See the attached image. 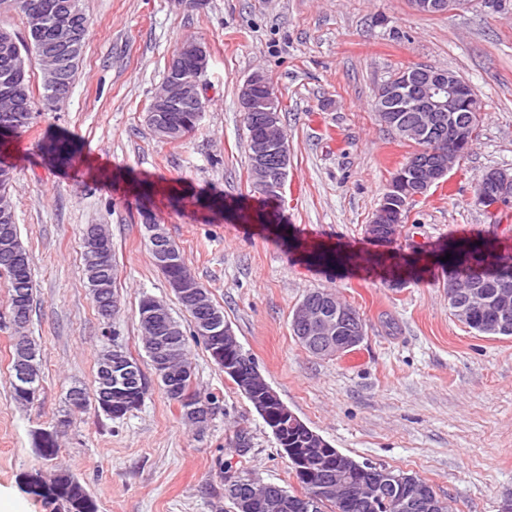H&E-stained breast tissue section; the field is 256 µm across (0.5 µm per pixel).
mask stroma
Returning a JSON list of instances; mask_svg holds the SVG:
<instances>
[{
  "label": "stroma",
  "mask_w": 512,
  "mask_h": 512,
  "mask_svg": "<svg viewBox=\"0 0 512 512\" xmlns=\"http://www.w3.org/2000/svg\"><path fill=\"white\" fill-rule=\"evenodd\" d=\"M86 48L68 98L41 109L22 135L0 143L16 163L10 193L29 253L34 302L28 326L40 350L34 405L11 394L13 337L0 274V503L53 512L24 493L30 470L66 466L99 512H233L223 468L263 483L299 485L262 417L202 343L155 265L142 223L148 210L210 291L243 350L281 401L354 460L415 474L450 512H501L512 498V337L479 336L451 315L447 279L390 281L363 265L309 264L323 248L372 257H429L476 237L512 253V211L487 220L476 184L489 169L512 175V0H473L422 14L409 0H81ZM189 38L209 54L206 110L190 136L155 138L146 109L169 59ZM433 67L467 81L482 106L479 137L444 184L408 206L393 243L368 240L387 185L410 153L378 119V89L402 68ZM260 72L282 105L291 164L281 202L250 187L249 142L238 103ZM73 140L68 163L49 137ZM243 204L224 217L202 198ZM284 215L298 245L275 241ZM107 225L121 308L103 325L84 278L83 234ZM313 289H330L365 321L356 351L317 358L297 341L291 316ZM166 303L188 333L194 385L213 401L204 431L151 384L138 409L110 419L95 403L66 414L70 388H92L100 353L120 346L149 361L139 332L142 296ZM56 462L41 458L38 431L60 419Z\"/></svg>",
  "instance_id": "35a3bbf8"
}]
</instances>
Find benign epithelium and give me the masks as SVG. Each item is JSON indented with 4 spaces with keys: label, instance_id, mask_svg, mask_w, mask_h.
I'll use <instances>...</instances> for the list:
<instances>
[{
    "label": "benign epithelium",
    "instance_id": "obj_1",
    "mask_svg": "<svg viewBox=\"0 0 512 512\" xmlns=\"http://www.w3.org/2000/svg\"><path fill=\"white\" fill-rule=\"evenodd\" d=\"M470 0H411V6L419 13L437 14L468 7ZM50 40L43 42L42 53L46 60H53L59 54L70 48L71 27L63 26L56 31L48 32ZM191 54L178 53L168 65L174 86L181 88V95L166 98L158 112L150 113L152 125L163 132H174L165 112L180 102L181 99L194 95V90L200 85L199 78L208 65V55L205 47L199 41L193 43ZM405 80L415 86L414 97L407 96L405 84L388 81L377 92L375 109L380 121L388 128H393L395 117L392 105L406 104L417 113V122L411 135H420L435 123L443 113H448V152L433 151L434 159L414 158L409 163L411 168H421V174L414 180H408L403 173H396L388 186V194L398 196L404 201H413L424 196L432 186L447 180L448 173L459 160V155L468 150L471 145L469 131L474 119L481 118V103L479 98L469 93L467 83L451 72H429L421 68L411 67L406 70ZM239 105L241 111L253 113V135L251 165L265 175L258 194H264L272 188L285 191L286 167L288 151L286 142L281 135L280 101L272 86L266 82L263 75H252L240 88ZM143 223L154 243L156 264L165 268L177 263L178 254L168 243L161 225L157 224L149 212L144 213ZM86 243L95 257H100L109 247V239L101 236L97 230H90L85 235ZM174 291L183 299L185 304L196 309L201 305L203 290L185 279L173 285ZM316 320L319 324L317 336H300L299 343L309 348L317 356L331 358L358 346L362 340L363 327L357 322L350 307L341 300L327 296L317 302L306 299L297 309L296 320L307 323ZM200 334L209 337L217 335L218 342L212 350L215 364L224 370V374L233 379L240 390L261 414L266 424L274 434H282V429L293 426L303 427L301 421L279 399L271 386L263 381L257 373H246L236 358L240 352V343L229 324L222 323L217 318L203 317L198 322ZM19 354L14 374L20 384V393L33 399L38 395V388L33 384L30 361L31 346L23 338L17 339ZM136 369L128 362L116 360L112 366H107L103 372V384L98 390L95 402L102 412L109 415L115 412L114 401L121 399L133 391L132 375ZM318 447L288 448L283 447L285 455L295 462H312L315 465H330L335 476L329 481L317 480L313 485L312 496L317 498L331 497L343 491L352 489L364 501L372 495V487L361 484L351 486L348 476L350 470L358 463L341 454L326 442L319 434H314ZM382 481L393 486H405L413 494L416 507L427 512L436 508L433 500L429 499L422 485L413 479L402 475L394 476L382 473Z\"/></svg>",
    "mask_w": 512,
    "mask_h": 512
}]
</instances>
